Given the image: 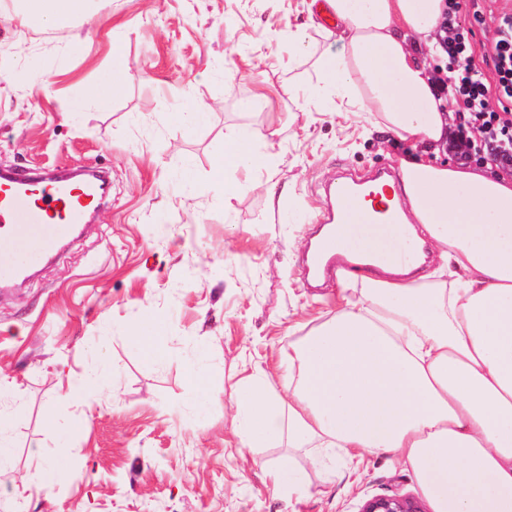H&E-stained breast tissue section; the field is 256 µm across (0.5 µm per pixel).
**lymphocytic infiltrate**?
Masks as SVG:
<instances>
[{"label":"lymphocytic infiltrate","instance_id":"1","mask_svg":"<svg viewBox=\"0 0 512 512\" xmlns=\"http://www.w3.org/2000/svg\"><path fill=\"white\" fill-rule=\"evenodd\" d=\"M458 0H448V14L436 50L446 55L447 77L436 86L441 98L461 115L458 142L468 148L486 147L496 156L512 158V124L495 110V103L512 104V16H503L493 39L475 46L460 21Z\"/></svg>","mask_w":512,"mask_h":512}]
</instances>
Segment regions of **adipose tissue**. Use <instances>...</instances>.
Masks as SVG:
<instances>
[{
    "label": "adipose tissue",
    "mask_w": 512,
    "mask_h": 512,
    "mask_svg": "<svg viewBox=\"0 0 512 512\" xmlns=\"http://www.w3.org/2000/svg\"><path fill=\"white\" fill-rule=\"evenodd\" d=\"M19 20L51 26L91 0H16ZM336 51L319 62L309 104L340 100L398 139L429 148L400 161L416 230L440 260L398 268L384 256L397 224H342L337 247L370 253L334 313L289 343L273 368L231 386L241 447L276 446L357 463L384 453L420 480L434 512H512V178L433 160L448 115L410 39L428 42L444 0H327ZM269 158L241 125L224 141L212 187L228 171L262 172ZM59 447L22 483L38 494L74 479ZM265 479L292 497L303 467L267 462Z\"/></svg>",
    "instance_id": "obj_1"
}]
</instances>
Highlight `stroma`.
<instances>
[{
  "instance_id": "1",
  "label": "stroma",
  "mask_w": 512,
  "mask_h": 512,
  "mask_svg": "<svg viewBox=\"0 0 512 512\" xmlns=\"http://www.w3.org/2000/svg\"><path fill=\"white\" fill-rule=\"evenodd\" d=\"M307 2L94 0L90 22L47 28L13 20L12 0H0V167H100L112 184L81 236L0 295V438L15 474L0 481V512H359L392 495L429 512L418 478L382 454L331 483L296 452L310 486L304 499L287 497L260 467L282 449L243 451L234 433L232 376L275 361L289 327L336 309V278L314 286L304 271V245L326 214V177L362 180L414 152L356 116L302 110L316 59L336 48ZM480 10L479 23L460 14L478 45L512 16V0H481ZM298 29L304 55L288 43ZM77 38L84 46L74 53ZM115 46L129 65L123 90L108 110L70 115L111 72ZM250 99L256 107L242 111ZM189 104L208 115L185 129L171 115ZM243 123L271 168L228 172L226 202L211 190L212 166ZM187 161L191 193L178 181ZM270 179L286 188L274 202ZM154 320L167 338L158 364L129 340ZM197 358L218 389L201 411L187 377ZM101 369L109 378L93 385V400H64L69 380ZM63 433L77 480L18 497L16 478Z\"/></svg>"
}]
</instances>
